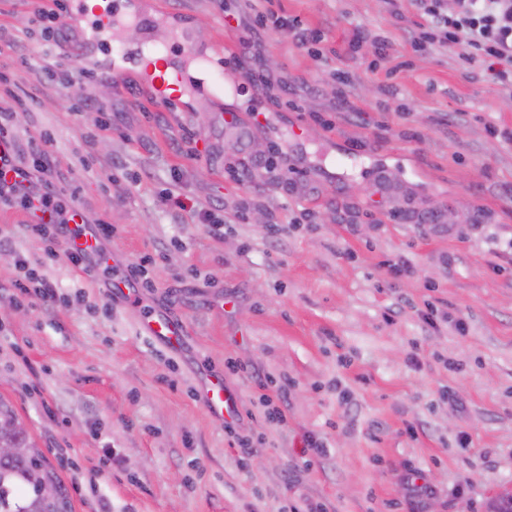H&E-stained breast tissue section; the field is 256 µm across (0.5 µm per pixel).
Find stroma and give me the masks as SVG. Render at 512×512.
Masks as SVG:
<instances>
[{
	"label": "stroma",
	"instance_id": "35a3bbf8",
	"mask_svg": "<svg viewBox=\"0 0 512 512\" xmlns=\"http://www.w3.org/2000/svg\"><path fill=\"white\" fill-rule=\"evenodd\" d=\"M63 4L49 20L0 0V73L28 105L17 153L45 152L146 282L112 297L0 203V398L72 512H489L512 494V96L460 47L414 52L415 0L397 17L385 0H280L316 32L307 49L241 0H109L114 26ZM146 18L187 78L166 104ZM237 49L280 80L273 96L233 75L202 90L197 57ZM254 154L270 173L247 172ZM29 271L64 302L18 297ZM146 311L184 322L179 350L143 335ZM209 372L237 417L204 407Z\"/></svg>",
	"mask_w": 512,
	"mask_h": 512
}]
</instances>
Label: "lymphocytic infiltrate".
Segmentation results:
<instances>
[{
  "instance_id": "f902f5d3",
  "label": "lymphocytic infiltrate",
  "mask_w": 512,
  "mask_h": 512,
  "mask_svg": "<svg viewBox=\"0 0 512 512\" xmlns=\"http://www.w3.org/2000/svg\"><path fill=\"white\" fill-rule=\"evenodd\" d=\"M420 21L411 35L414 51L429 52L459 43L467 51L465 64L479 67L501 91L512 93V0H416ZM0 203L51 215L50 225L35 232H51L62 241L75 216V204L62 200L47 156H40L20 181H0Z\"/></svg>"
}]
</instances>
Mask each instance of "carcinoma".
<instances>
[{
  "mask_svg": "<svg viewBox=\"0 0 512 512\" xmlns=\"http://www.w3.org/2000/svg\"><path fill=\"white\" fill-rule=\"evenodd\" d=\"M16 413L0 398V444L33 448L28 432L16 425ZM54 487L53 499L42 497L43 484ZM0 512H70L65 488L47 457L39 450L32 456L0 458Z\"/></svg>",
  "mask_w": 512,
  "mask_h": 512,
  "instance_id": "obj_1",
  "label": "carcinoma"
}]
</instances>
